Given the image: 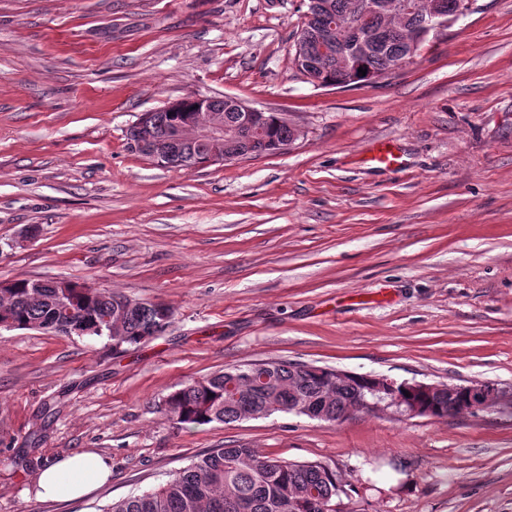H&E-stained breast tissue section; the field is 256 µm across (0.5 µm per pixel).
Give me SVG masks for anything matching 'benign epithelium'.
I'll list each match as a JSON object with an SVG mask.
<instances>
[{
    "label": "benign epithelium",
    "mask_w": 512,
    "mask_h": 512,
    "mask_svg": "<svg viewBox=\"0 0 512 512\" xmlns=\"http://www.w3.org/2000/svg\"><path fill=\"white\" fill-rule=\"evenodd\" d=\"M475 0H459L452 15L442 11H429L431 23L420 34L424 39L431 33L448 28L460 17L466 15L473 7ZM426 5L424 0H378L376 7L388 18V25L379 35V39L387 40L395 34L406 11L413 7ZM196 113L190 115L177 127L160 130L151 121V114L140 116L132 130V145L143 156L158 162L171 153L181 150L190 142H209L212 150L208 156L210 164H228L245 159L282 154L298 139L300 131L292 129L291 138L276 139L269 136L267 113L247 105L237 97H226L227 105L237 112V119L227 122L208 112L209 100L197 98ZM368 382L373 384L375 391L381 393L380 403L360 400L350 406L347 413L359 411L392 410L396 414L407 417L428 416L431 410L427 405L419 404L416 396L434 399L448 394V410L462 409L477 412L512 398V391L498 388L484 382H474L463 387L445 384H427L423 382H397L387 376L368 375Z\"/></svg>",
    "instance_id": "benign-epithelium-1"
}]
</instances>
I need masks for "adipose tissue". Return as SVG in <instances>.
Wrapping results in <instances>:
<instances>
[{
	"instance_id": "adipose-tissue-1",
	"label": "adipose tissue",
	"mask_w": 512,
	"mask_h": 512,
	"mask_svg": "<svg viewBox=\"0 0 512 512\" xmlns=\"http://www.w3.org/2000/svg\"><path fill=\"white\" fill-rule=\"evenodd\" d=\"M112 476L108 459L84 451L44 466L37 478L40 499L73 500L106 483Z\"/></svg>"
}]
</instances>
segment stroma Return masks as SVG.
<instances>
[{
    "label": "stroma",
    "instance_id": "stroma-1",
    "mask_svg": "<svg viewBox=\"0 0 512 512\" xmlns=\"http://www.w3.org/2000/svg\"><path fill=\"white\" fill-rule=\"evenodd\" d=\"M306 3L0 0V282L68 278L174 310L120 352L0 332V512H105L238 445L329 464L336 512H512V408L188 429L167 414L188 380L271 360L512 387V0H475L413 64L345 89L294 66ZM224 96L300 137L182 170L131 150L142 113ZM379 140L401 165L367 162ZM87 449L111 482L36 498L43 464Z\"/></svg>",
    "mask_w": 512,
    "mask_h": 512
}]
</instances>
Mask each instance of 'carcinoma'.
<instances>
[{
	"mask_svg": "<svg viewBox=\"0 0 512 512\" xmlns=\"http://www.w3.org/2000/svg\"><path fill=\"white\" fill-rule=\"evenodd\" d=\"M330 6L331 19L344 28L359 25L365 30L378 28L382 15L367 5L372 0H322ZM428 24V15L413 13L405 23V33L370 53L350 58L342 51L328 56L323 79L346 81L350 85L368 83L389 60H408L420 47H410L413 32ZM366 70L361 75L358 69ZM208 156L205 144L196 145L188 154L179 153L165 161L173 168H186ZM30 279L15 280L14 288L0 292V319L10 318L16 329H39L64 334L57 305L58 289L45 281L40 297L32 295ZM65 300L71 315L81 324L84 336L107 340L113 347L138 346L154 334L163 332L161 321L172 318L170 307L160 311L144 303L131 311L125 323V335L110 336L102 316L117 309L121 295L108 288H88L69 281ZM273 369L252 380L240 376L235 366L192 379L170 393L166 410L174 423L196 427L214 422L230 424L245 419L243 412L290 413L295 398L324 404L334 414L344 412L359 399L376 401L378 394L357 379L341 387L340 397L328 402L322 395L332 386L327 373L301 372L288 360L272 361ZM340 482L330 468L319 461L290 462L260 455L251 448H212L177 472L157 489L112 503L107 512H311L313 500L334 499Z\"/></svg>",
	"mask_w": 512,
	"mask_h": 512,
	"instance_id": "cac0c4a2",
	"label": "carcinoma"
}]
</instances>
